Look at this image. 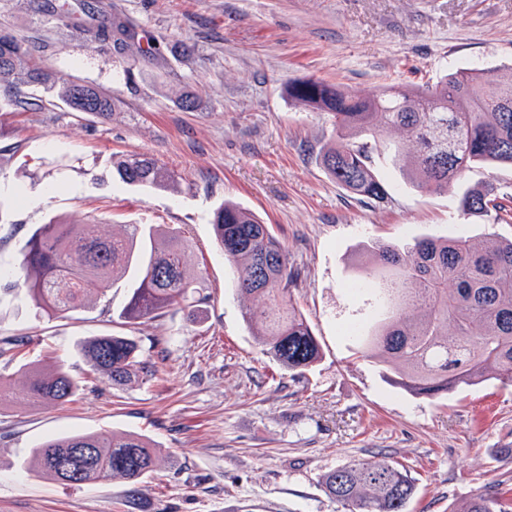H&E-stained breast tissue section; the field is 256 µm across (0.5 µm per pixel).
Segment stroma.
Segmentation results:
<instances>
[{
    "label": "stroma",
    "mask_w": 512,
    "mask_h": 512,
    "mask_svg": "<svg viewBox=\"0 0 512 512\" xmlns=\"http://www.w3.org/2000/svg\"><path fill=\"white\" fill-rule=\"evenodd\" d=\"M41 0H0V28L29 41L60 81L117 91L109 119L41 94L33 110L0 102V266L16 262L36 227L94 222L184 232L189 268L209 303L198 316L168 309L141 324L117 311V286L91 310L36 319L27 300L0 291V512H130L119 479L72 488L19 468L58 435L109 430L143 435L160 466L140 484L149 512H343L322 488L328 471L382 459L416 478L406 512H456L497 485L512 500V384L488 381L428 398L358 357L341 328L363 300L345 285L363 244L464 231L512 239V222L463 216L458 197L485 183L512 197V167H477L448 192L408 182L390 152L375 168L392 198L373 207L320 166L333 135L327 115L296 106L288 83L317 78L371 94L435 83L453 68L512 64V0H111L156 37L161 54L124 68L110 51L57 27ZM191 93L198 110L183 109ZM157 160L175 177L143 190L112 175L113 158ZM231 203L268 224L300 273L292 297L322 359L282 369L242 317L211 225ZM135 337L155 377L127 385L97 378L79 341ZM23 339V351L8 342ZM63 364L84 391L62 406L26 401L24 363Z\"/></svg>",
    "instance_id": "35a3bbf8"
}]
</instances>
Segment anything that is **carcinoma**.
<instances>
[{
	"mask_svg": "<svg viewBox=\"0 0 512 512\" xmlns=\"http://www.w3.org/2000/svg\"><path fill=\"white\" fill-rule=\"evenodd\" d=\"M78 38L110 50L123 61H136L133 23L102 0H81ZM0 85L8 102L32 108L30 88L63 100L72 110L108 119L117 94L87 83L60 85L52 69L30 45L0 29ZM288 98L328 114L335 138L322 149V166L352 194L368 204L390 199L385 179L374 168L381 137L400 130L394 162L413 184L429 193H446L474 166H512V67L457 70L435 84L393 86L363 96L318 79L288 84ZM122 182L161 188L172 175L149 158L132 155L112 162ZM497 187L470 189L459 198L464 215L498 213ZM214 237L224 260L237 273L234 288L244 320L256 331L269 357L282 368L302 374L321 358L316 337L291 298L299 272L269 225L255 214L229 204L213 213ZM187 241L176 231L151 224H126L124 232L103 236L94 224L52 221L23 243L16 263L0 269L7 290L28 298L35 314L59 317L90 308L123 280L131 290L118 317L151 320L169 308L203 311L201 274L187 267ZM373 262L352 263L354 291L374 286L371 320L351 322L350 338L362 356L387 366L410 392L438 397L461 386L489 380L512 383V240L482 245L459 233L446 239L415 237L405 243L375 242ZM262 304L260 308L252 303ZM78 350L106 381L127 385L142 374L154 375L139 360L132 336L103 334L84 340ZM28 395L36 404L72 402L82 386L63 366L49 372L23 365ZM25 468L57 483L83 487L113 479L128 486V503L142 508L139 484L158 466L156 450L132 433L71 432L31 449ZM326 495L345 512H405L416 479L380 460H351L323 476ZM455 512H506L496 493L479 494Z\"/></svg>",
	"mask_w": 512,
	"mask_h": 512,
	"instance_id": "cac0c4a2",
	"label": "carcinoma"
}]
</instances>
